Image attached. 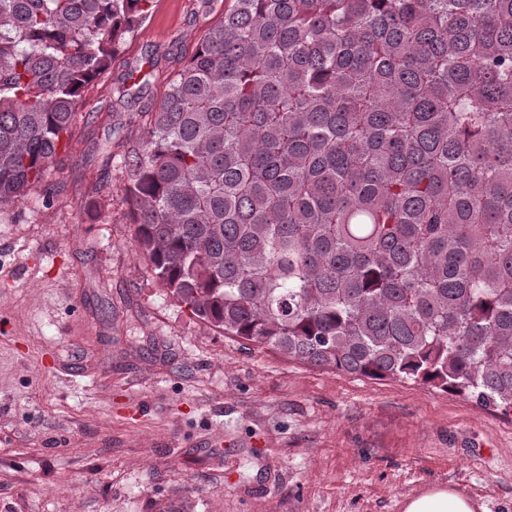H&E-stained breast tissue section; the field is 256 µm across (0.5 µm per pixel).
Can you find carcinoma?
I'll use <instances>...</instances> for the list:
<instances>
[{
	"instance_id": "obj_1",
	"label": "carcinoma",
	"mask_w": 512,
	"mask_h": 512,
	"mask_svg": "<svg viewBox=\"0 0 512 512\" xmlns=\"http://www.w3.org/2000/svg\"><path fill=\"white\" fill-rule=\"evenodd\" d=\"M226 2L126 159L153 277L226 336L511 414L512 0ZM151 5L0 0V203Z\"/></svg>"
}]
</instances>
